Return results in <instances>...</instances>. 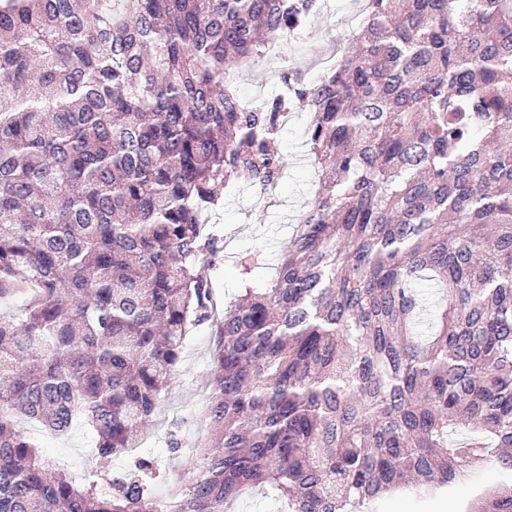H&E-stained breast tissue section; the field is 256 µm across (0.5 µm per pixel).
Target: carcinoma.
<instances>
[{
  "instance_id": "obj_1",
  "label": "carcinoma",
  "mask_w": 512,
  "mask_h": 512,
  "mask_svg": "<svg viewBox=\"0 0 512 512\" xmlns=\"http://www.w3.org/2000/svg\"><path fill=\"white\" fill-rule=\"evenodd\" d=\"M317 0H0V512H417L488 464L467 512H512V0H368L356 46L247 106L227 73ZM309 106L319 189L275 276L240 263L212 346L204 474L158 496L145 458L83 485L17 420L81 421L106 465L210 318L221 191L283 171ZM445 305L420 336L421 288ZM282 504L271 490L252 489L247 491L235 505V512H280Z\"/></svg>"
}]
</instances>
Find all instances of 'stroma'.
<instances>
[{
	"label": "stroma",
	"instance_id": "35a3bbf8",
	"mask_svg": "<svg viewBox=\"0 0 512 512\" xmlns=\"http://www.w3.org/2000/svg\"><path fill=\"white\" fill-rule=\"evenodd\" d=\"M330 10L310 18L295 38L280 46L277 53L256 59L250 68L237 72L234 80L244 101L257 105L282 93V76L292 73L309 80L319 74L317 62L326 51L343 52L352 46L359 31L365 0H330ZM308 107L298 104L286 114L279 132L283 174L270 194L255 191L249 179L223 192L222 252L216 265H200L202 276L214 283L216 304H223L237 292L238 262L249 253L262 252L269 264L278 257L292 236L301 212L318 188L319 172L305 145ZM214 324L197 326L187 336L182 354L174 365L173 384L163 397L153 419L139 432L130 448L112 459V472L123 471L130 458L142 456L159 464L158 495H166L175 484L197 479L200 469L188 460L197 445L206 443L210 428L206 420L210 396V360ZM41 454L70 475L75 482L94 479L97 459L94 436L85 427L74 426L57 435L33 423L23 426ZM181 439L178 453H170L169 432Z\"/></svg>",
	"mask_w": 512,
	"mask_h": 512
}]
</instances>
